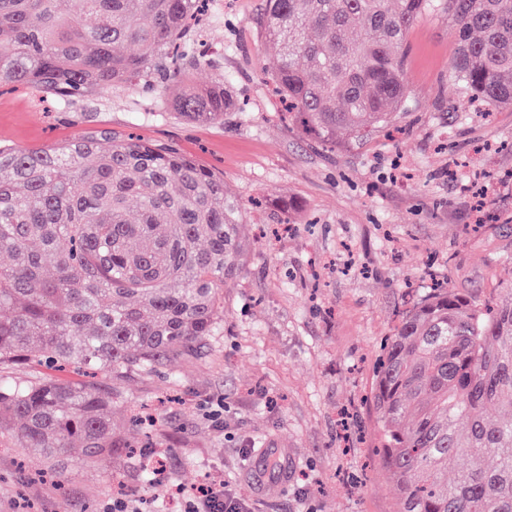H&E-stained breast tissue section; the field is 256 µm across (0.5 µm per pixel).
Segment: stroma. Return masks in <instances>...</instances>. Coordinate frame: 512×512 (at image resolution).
<instances>
[{
	"label": "stroma",
	"mask_w": 512,
	"mask_h": 512,
	"mask_svg": "<svg viewBox=\"0 0 512 512\" xmlns=\"http://www.w3.org/2000/svg\"><path fill=\"white\" fill-rule=\"evenodd\" d=\"M264 0H209L191 35L241 102L223 122L179 116L155 92L113 88L66 106L0 93V144L44 148L101 130L166 145L224 175L242 209L243 268L224 282L216 336L162 373L112 380L122 447L50 466L0 430V512H104L115 498L169 512L172 487L224 479L245 512H399L379 465L372 368L382 340L434 285L498 302L512 281V109L462 104L457 33L443 11L408 36L409 110L392 135L321 148L282 114L258 34ZM149 444L146 479L126 445ZM288 451V480L259 490L258 449Z\"/></svg>",
	"instance_id": "obj_1"
}]
</instances>
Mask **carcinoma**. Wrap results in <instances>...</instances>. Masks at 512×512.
Instances as JSON below:
<instances>
[{
    "instance_id": "carcinoma-1",
    "label": "carcinoma",
    "mask_w": 512,
    "mask_h": 512,
    "mask_svg": "<svg viewBox=\"0 0 512 512\" xmlns=\"http://www.w3.org/2000/svg\"><path fill=\"white\" fill-rule=\"evenodd\" d=\"M442 7L461 94L512 108V0H266L260 33L291 121L319 146L363 144L408 109L407 37ZM197 0H0V87L62 105L114 86L166 94ZM188 120L236 108L217 81L173 99ZM224 175L109 130L39 150L0 146V365L153 375L203 349L241 260ZM372 407L402 512H512V283L494 306L435 289L385 338ZM112 391L0 381V429L58 463L112 455ZM467 464L448 477V460Z\"/></svg>"
}]
</instances>
